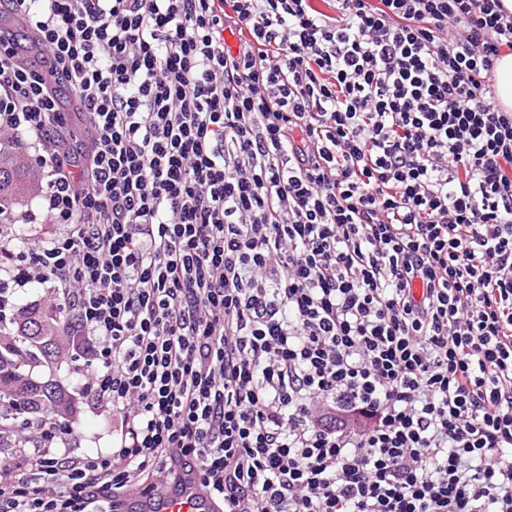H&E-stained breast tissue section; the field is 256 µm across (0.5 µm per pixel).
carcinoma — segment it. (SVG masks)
Segmentation results:
<instances>
[{"label": "carcinoma", "mask_w": 512, "mask_h": 512, "mask_svg": "<svg viewBox=\"0 0 512 512\" xmlns=\"http://www.w3.org/2000/svg\"><path fill=\"white\" fill-rule=\"evenodd\" d=\"M30 190L26 164L12 146L0 143V206L24 197ZM72 316L59 302L20 308L16 328L0 326V451L12 447L7 434L16 424L33 423L52 407L54 415L68 423L76 412V398L62 386L50 387L36 377V370L59 363L63 355L83 349L71 335Z\"/></svg>", "instance_id": "carcinoma-1"}]
</instances>
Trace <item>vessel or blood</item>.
<instances>
[{"instance_id": "vessel-or-blood-1", "label": "vessel or blood", "mask_w": 512, "mask_h": 512, "mask_svg": "<svg viewBox=\"0 0 512 512\" xmlns=\"http://www.w3.org/2000/svg\"><path fill=\"white\" fill-rule=\"evenodd\" d=\"M122 507L124 512H220L218 503L191 476L170 486L136 488L123 498Z\"/></svg>"}]
</instances>
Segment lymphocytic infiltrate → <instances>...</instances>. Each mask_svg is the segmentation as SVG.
Returning a JSON list of instances; mask_svg holds the SVG:
<instances>
[{
  "mask_svg": "<svg viewBox=\"0 0 512 512\" xmlns=\"http://www.w3.org/2000/svg\"><path fill=\"white\" fill-rule=\"evenodd\" d=\"M1 12L0 140L33 138L41 191L0 222L61 230L0 236V313L53 284L119 428L76 454L45 412L0 512H112L179 468L224 512H512L502 0Z\"/></svg>",
  "mask_w": 512,
  "mask_h": 512,
  "instance_id": "1",
  "label": "lymphocytic infiltrate"
}]
</instances>
